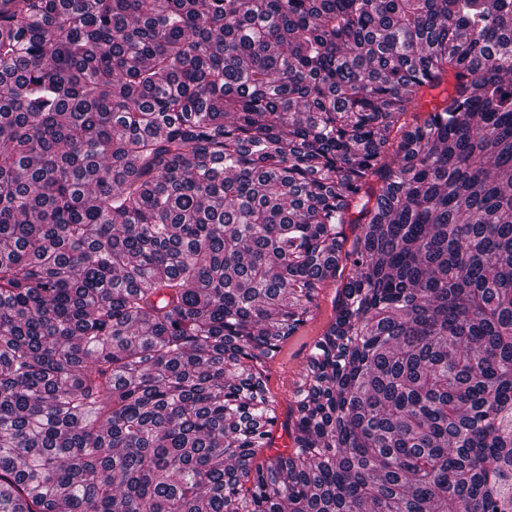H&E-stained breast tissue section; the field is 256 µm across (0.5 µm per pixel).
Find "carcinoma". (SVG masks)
Returning a JSON list of instances; mask_svg holds the SVG:
<instances>
[{
	"instance_id": "obj_1",
	"label": "carcinoma",
	"mask_w": 512,
	"mask_h": 512,
	"mask_svg": "<svg viewBox=\"0 0 512 512\" xmlns=\"http://www.w3.org/2000/svg\"><path fill=\"white\" fill-rule=\"evenodd\" d=\"M0 512H512V0H0ZM333 296L334 292L329 288L321 301L317 317L288 339L270 363L267 384L270 391L281 401L283 418L288 412V402L293 398L294 379L305 363L314 341L330 319Z\"/></svg>"
}]
</instances>
